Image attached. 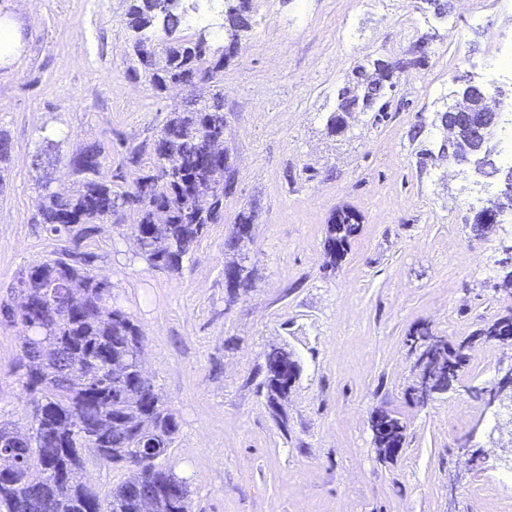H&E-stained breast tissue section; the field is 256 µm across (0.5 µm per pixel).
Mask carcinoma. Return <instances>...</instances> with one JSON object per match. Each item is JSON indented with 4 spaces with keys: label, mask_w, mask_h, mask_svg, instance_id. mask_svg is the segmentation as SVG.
I'll return each mask as SVG.
<instances>
[{
    "label": "carcinoma",
    "mask_w": 512,
    "mask_h": 512,
    "mask_svg": "<svg viewBox=\"0 0 512 512\" xmlns=\"http://www.w3.org/2000/svg\"><path fill=\"white\" fill-rule=\"evenodd\" d=\"M160 0H131L128 25L133 32V53L153 40L158 47L155 69L146 71L139 59L128 69L132 79L148 78L161 90L166 82H185L200 88L198 98L188 107L170 113L151 144L128 145L124 161L138 166L147 153L153 167L137 177L131 191L112 190V181L101 175L106 148L93 143L98 159L77 170L79 189L63 196L41 184L37 222L60 240L78 243L98 224L112 219L129 207L137 212L131 225L134 236L146 246L145 258L156 268L176 270L191 246L208 225L223 217L224 194L211 192L224 182V167L213 156L209 138L224 127L225 46L213 47L198 41L168 44L151 29ZM239 0H224V42L231 46L250 30ZM393 64L374 59L357 65L348 85L338 91L336 109L329 129L338 134L347 127L353 112H384L385 91ZM479 96L468 91L462 97L448 96L449 111L441 123L452 136L449 145L460 153L486 157L493 173L512 177V167L497 166L494 152H486L471 139L465 125L454 120L452 111L468 112L478 106ZM164 207L168 221L152 222L153 210ZM504 210L512 211V196L497 194L481 201L474 223ZM236 231L228 246L236 247L251 238L253 211L238 213ZM360 231L350 216L328 225L325 252L329 262L342 260L349 242ZM54 259L33 266L19 277L29 297L25 310H0L6 322L24 329L16 373L22 387L39 395L35 400L32 433L18 446L0 423V449L14 448L18 458L13 472L0 476V512H138L139 499L151 495L161 512H190L186 479L158 463L165 457L178 432L174 413L163 408L153 385L140 376L136 354L144 335L138 325L112 305V286L91 272L94 255L66 246ZM487 341L503 342L512 337V313L483 329ZM466 341L449 340L433 344L432 359L426 364L436 383L460 376L469 360ZM39 359L37 368L29 364ZM286 350L265 362L266 385L271 396L286 394L288 366ZM118 366L124 374L116 376ZM405 444L404 425L388 418L378 447L394 455ZM100 448L99 460L106 464L125 463L131 475L107 498L93 488L66 475L85 465V451Z\"/></svg>",
    "instance_id": "1"
}]
</instances>
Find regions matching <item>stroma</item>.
<instances>
[{"label": "stroma", "mask_w": 512, "mask_h": 512, "mask_svg": "<svg viewBox=\"0 0 512 512\" xmlns=\"http://www.w3.org/2000/svg\"><path fill=\"white\" fill-rule=\"evenodd\" d=\"M130 0H0L24 21L18 63L0 65V306L18 301L29 267L61 243L35 215L36 154L58 142L53 188L76 187L70 160L85 143L110 146L102 168L117 191L140 171L123 145L151 140L191 100L187 87L157 92L133 80ZM483 23H474V15ZM352 23L351 50L336 32ZM512 18L485 0H447L443 14L414 0H252L251 29L224 66V131L236 183L179 271L137 253L135 212L84 237L94 273L144 336L147 376L179 430L164 466L187 478L192 512H512V415L480 395L512 367V344L477 341L512 311V226L475 228L470 194L497 191L494 176L463 177L438 155L447 132L433 95L459 71L480 72ZM429 36L426 64L396 79L384 115L355 112L329 132L337 93L366 59L405 57ZM362 217L342 261L327 267V226L341 209ZM253 210L250 240L228 245L237 214ZM243 260L250 288L224 269ZM475 337L470 363L448 391L410 402L419 325ZM23 333L0 318V422L31 432V395L13 368ZM299 364L286 398L271 399L265 353ZM406 428L402 451L374 449L375 410Z\"/></svg>", "instance_id": "1"}]
</instances>
